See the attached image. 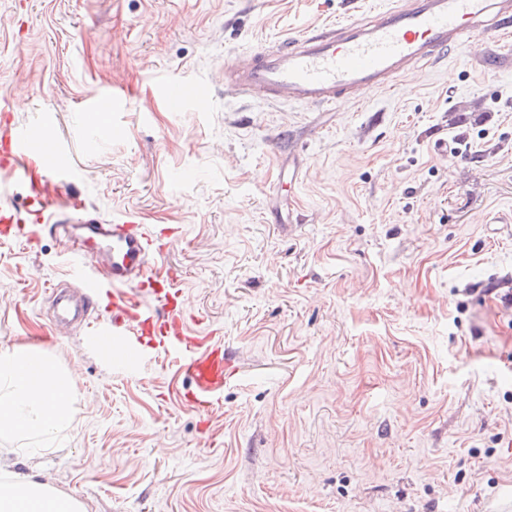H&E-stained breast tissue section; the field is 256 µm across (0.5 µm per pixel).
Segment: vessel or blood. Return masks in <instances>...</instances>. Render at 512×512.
<instances>
[{"label": "vessel or blood", "mask_w": 512, "mask_h": 512, "mask_svg": "<svg viewBox=\"0 0 512 512\" xmlns=\"http://www.w3.org/2000/svg\"><path fill=\"white\" fill-rule=\"evenodd\" d=\"M512 23V0H387L368 17L331 23L307 30L281 44L250 48L226 67L227 86L240 94L290 105L331 106L357 99L369 88L386 89L421 65L436 61L452 49L470 45L475 34L496 32ZM157 85L173 107L191 102L192 85L170 78ZM35 160L48 177L68 181L73 171L54 138L35 145L28 132L12 128L0 138V178L27 183L26 160ZM26 213L36 224H50L62 234L78 226L67 257L87 300L102 289L112 291V325L96 328L93 344L103 356L118 351L145 363V346L173 355L189 388L184 400L207 413L222 405L224 386L237 374L235 357L211 337L192 331L175 289L174 276L161 281L152 308L128 296L129 288L151 285L150 257L159 255L160 236L126 214L103 224L85 215L81 201L69 212L56 211L39 191H31ZM57 321L71 324L82 316L62 292L54 295Z\"/></svg>", "instance_id": "1"}]
</instances>
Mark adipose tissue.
Here are the masks:
<instances>
[{"label": "adipose tissue", "instance_id": "obj_1", "mask_svg": "<svg viewBox=\"0 0 512 512\" xmlns=\"http://www.w3.org/2000/svg\"><path fill=\"white\" fill-rule=\"evenodd\" d=\"M74 374L59 368L35 344L0 348V436L25 435L35 441L30 456L43 454L54 432L69 424ZM0 512H84L81 503L28 478L0 482Z\"/></svg>", "mask_w": 512, "mask_h": 512}]
</instances>
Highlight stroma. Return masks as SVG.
Segmentation results:
<instances>
[{
	"label": "stroma",
	"mask_w": 512,
	"mask_h": 512,
	"mask_svg": "<svg viewBox=\"0 0 512 512\" xmlns=\"http://www.w3.org/2000/svg\"><path fill=\"white\" fill-rule=\"evenodd\" d=\"M382 2L0 0V132L52 130L58 202L169 229L159 267L238 366L198 414L168 354H98L109 292L57 329L66 240H0V346L41 343L77 411L38 464L0 437L16 473L85 512H512V36L333 107L224 85L242 50ZM161 72L198 103L169 111Z\"/></svg>",
	"instance_id": "35a3bbf8"
}]
</instances>
